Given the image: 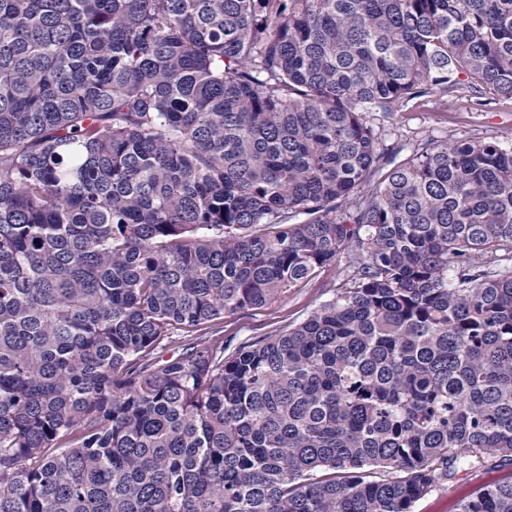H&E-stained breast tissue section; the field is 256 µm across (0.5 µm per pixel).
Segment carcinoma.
Returning <instances> with one entry per match:
<instances>
[{
  "mask_svg": "<svg viewBox=\"0 0 512 512\" xmlns=\"http://www.w3.org/2000/svg\"><path fill=\"white\" fill-rule=\"evenodd\" d=\"M463 86L512 99V0H0V512H413L512 461V148L368 121ZM337 265L338 261L264 307L224 317L209 329L210 334L224 336V341L233 338L236 343L295 327L315 308L333 298ZM512 475L509 463L489 462L480 468H463L416 502L414 512H457L459 503L480 486Z\"/></svg>",
  "mask_w": 512,
  "mask_h": 512,
  "instance_id": "carcinoma-1",
  "label": "carcinoma"
}]
</instances>
